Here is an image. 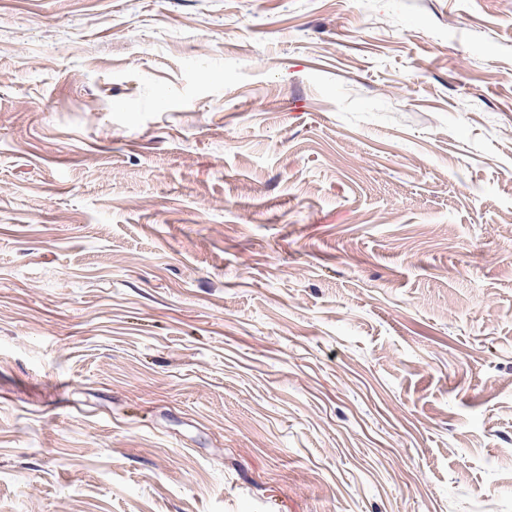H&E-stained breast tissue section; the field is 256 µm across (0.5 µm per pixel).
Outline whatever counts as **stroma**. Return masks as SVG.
I'll return each mask as SVG.
<instances>
[{"label":"stroma","mask_w":512,"mask_h":512,"mask_svg":"<svg viewBox=\"0 0 512 512\" xmlns=\"http://www.w3.org/2000/svg\"><path fill=\"white\" fill-rule=\"evenodd\" d=\"M0 512H512V0H0Z\"/></svg>","instance_id":"1"}]
</instances>
